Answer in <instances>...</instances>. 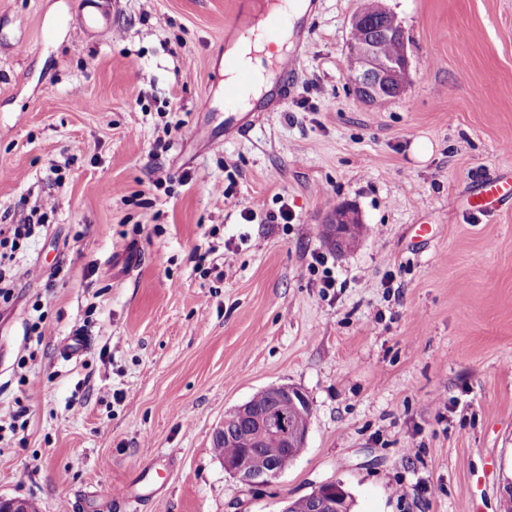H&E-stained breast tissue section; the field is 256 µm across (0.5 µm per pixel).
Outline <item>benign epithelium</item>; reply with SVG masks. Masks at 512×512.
I'll use <instances>...</instances> for the list:
<instances>
[{
	"instance_id": "benign-epithelium-1",
	"label": "benign epithelium",
	"mask_w": 512,
	"mask_h": 512,
	"mask_svg": "<svg viewBox=\"0 0 512 512\" xmlns=\"http://www.w3.org/2000/svg\"><path fill=\"white\" fill-rule=\"evenodd\" d=\"M392 39L391 54L387 58L378 55L372 43H349L350 78L359 99L376 103L392 99L404 93L408 83L402 80L409 70V58L405 35L387 32ZM363 220L356 207L340 204L326 218L325 233L336 251L345 253L354 248L362 234ZM272 401L270 407L259 409L246 402L224 416V434L234 431V425L248 420L283 444L281 448L250 449L237 458L224 460V470L246 486L268 484L276 480L295 459L289 452L299 441H306L310 428L311 413L298 405L304 395L286 384L262 389ZM336 483H324L314 488L309 498L316 500L318 508H336ZM0 512H35L23 499L0 497Z\"/></svg>"
}]
</instances>
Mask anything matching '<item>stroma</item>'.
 I'll return each instance as SVG.
<instances>
[{
    "mask_svg": "<svg viewBox=\"0 0 512 512\" xmlns=\"http://www.w3.org/2000/svg\"><path fill=\"white\" fill-rule=\"evenodd\" d=\"M80 3L0 0V225L58 203L0 300V422L16 425L0 432V496L37 512H280L339 481L351 512H503L512 210L463 202L512 171V0H383L411 83L373 104L346 54L364 0H316L292 36L296 93L238 113L244 135L224 126L217 64L238 0H112L97 36ZM341 203L365 226L339 254L324 224ZM76 330L88 346L63 360ZM275 384L306 396L310 432L249 487L213 438Z\"/></svg>",
    "mask_w": 512,
    "mask_h": 512,
    "instance_id": "obj_1",
    "label": "stroma"
}]
</instances>
